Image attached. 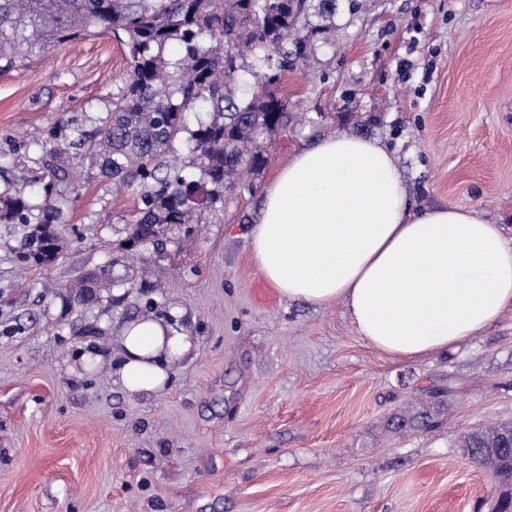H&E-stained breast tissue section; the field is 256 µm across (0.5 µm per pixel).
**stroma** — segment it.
Listing matches in <instances>:
<instances>
[{
    "instance_id": "stroma-1",
    "label": "stroma",
    "mask_w": 512,
    "mask_h": 512,
    "mask_svg": "<svg viewBox=\"0 0 512 512\" xmlns=\"http://www.w3.org/2000/svg\"><path fill=\"white\" fill-rule=\"evenodd\" d=\"M278 85L295 117L268 162L198 223L118 265L139 187L45 166L101 125L128 77L118 38L95 34L0 71V196L63 205L58 260L18 259L0 224V512H492L495 488L458 446L512 423V308L456 350L404 360L368 344L344 302L281 299L249 233L299 150L346 133L395 155L414 210L456 205L512 236V0H362ZM134 270L145 285L76 306L56 285ZM184 309L195 347L166 388L132 394L115 373L126 320ZM449 384L439 424L392 430L425 388Z\"/></svg>"
}]
</instances>
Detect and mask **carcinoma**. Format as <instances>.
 <instances>
[{"instance_id": "cac0c4a2", "label": "carcinoma", "mask_w": 512, "mask_h": 512, "mask_svg": "<svg viewBox=\"0 0 512 512\" xmlns=\"http://www.w3.org/2000/svg\"><path fill=\"white\" fill-rule=\"evenodd\" d=\"M339 0H0V68L46 48L110 32L128 49L129 74L110 118L86 135L91 166L117 187L139 185L140 219L126 250L159 245L175 224H192L199 210L224 200L244 171L264 167V144L292 119L276 91L288 59L305 51L299 22H331ZM255 77L237 91L239 73ZM194 124H189V115ZM68 148L54 145L46 166L67 178ZM0 222L26 228L20 259L55 262L63 248L62 211L18 195L0 207ZM74 303L103 288H133L134 276L102 268L80 275ZM448 389L430 390L398 417L394 430L438 424ZM459 447L499 480L495 512H512V425L467 433Z\"/></svg>"}]
</instances>
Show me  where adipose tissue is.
Wrapping results in <instances>:
<instances>
[{"instance_id":"obj_1","label":"adipose tissue","mask_w":512,"mask_h":512,"mask_svg":"<svg viewBox=\"0 0 512 512\" xmlns=\"http://www.w3.org/2000/svg\"><path fill=\"white\" fill-rule=\"evenodd\" d=\"M250 251L289 301L341 300L358 335L394 357L454 350L512 306V238L475 211L412 212L393 153L375 140L330 136L297 152L268 188ZM192 348L163 318L126 323L116 373L153 393Z\"/></svg>"}]
</instances>
